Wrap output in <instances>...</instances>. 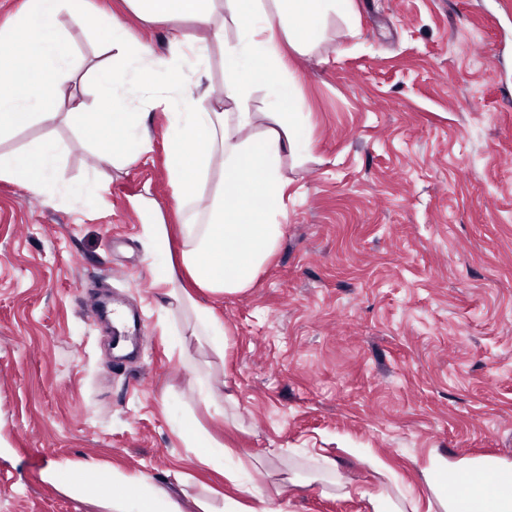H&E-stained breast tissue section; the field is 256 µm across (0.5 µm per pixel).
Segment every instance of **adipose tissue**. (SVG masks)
I'll list each match as a JSON object with an SVG mask.
<instances>
[{"label": "adipose tissue", "instance_id": "adipose-tissue-1", "mask_svg": "<svg viewBox=\"0 0 512 512\" xmlns=\"http://www.w3.org/2000/svg\"><path fill=\"white\" fill-rule=\"evenodd\" d=\"M142 22L186 19L208 35H174L160 53L118 17H100L90 0H25L12 21L0 26V143L17 130L40 127L29 148L0 154V180L21 184L45 199L96 203L104 190L96 172L73 183L63 172L57 124L67 120L81 146L100 163L121 170L151 150L148 119L165 112L163 132L172 209L178 226L166 224L161 206L131 199L142 217L144 256L163 283L168 308H190L201 348L223 357L229 328L198 302L191 288L222 295L253 288L284 234L280 216L290 180L284 157L309 153V115L297 98L288 52H308L331 22L355 28L354 0H123ZM94 28L104 55L93 62L76 51L71 29ZM224 49V86L210 81L211 48ZM262 92L265 110L250 101ZM185 448L222 474L233 491L222 507L197 500L199 512H283L281 500L296 488L288 480L266 489L245 463L214 440L192 417L174 411ZM363 463L383 476L385 488L352 486L334 458L318 455L308 484L331 481L337 497L358 498L369 512H512V463L492 458L432 456L421 473L431 493L420 501L378 455ZM496 470L485 482L487 470ZM44 483L77 497L103 502L109 481L124 490L112 512H182L168 492L148 477L49 465Z\"/></svg>", "mask_w": 512, "mask_h": 512}]
</instances>
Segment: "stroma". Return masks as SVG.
I'll return each instance as SVG.
<instances>
[{
  "label": "stroma",
  "instance_id": "stroma-1",
  "mask_svg": "<svg viewBox=\"0 0 512 512\" xmlns=\"http://www.w3.org/2000/svg\"><path fill=\"white\" fill-rule=\"evenodd\" d=\"M503 0H355L356 35L332 30L290 67L311 155L290 169L285 233L255 288L199 294L231 330L226 380L240 427L190 393L195 341L164 309L144 259L147 195L171 188L162 133L97 204L49 203L0 181V512H108L44 483L56 461L143 474L182 512L223 492L170 422L196 416L257 483L336 457L379 478L369 450L420 484L431 455L512 462V7ZM100 300L146 319L142 351L113 365Z\"/></svg>",
  "mask_w": 512,
  "mask_h": 512
}]
</instances>
